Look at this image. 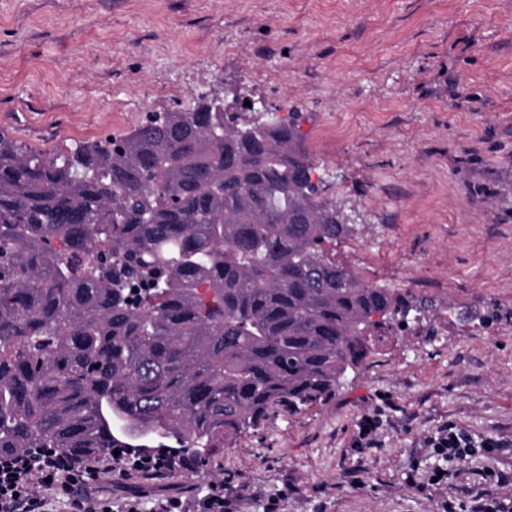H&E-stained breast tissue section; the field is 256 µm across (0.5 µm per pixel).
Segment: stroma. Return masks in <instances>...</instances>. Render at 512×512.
Here are the masks:
<instances>
[{"instance_id":"stroma-1","label":"stroma","mask_w":512,"mask_h":512,"mask_svg":"<svg viewBox=\"0 0 512 512\" xmlns=\"http://www.w3.org/2000/svg\"><path fill=\"white\" fill-rule=\"evenodd\" d=\"M213 94L294 114L353 220L330 256L433 306L321 405L192 472L101 475L92 497L154 512L220 482L233 512L512 503V0H0V136L23 148L119 136ZM374 415V447H356ZM448 425L499 447L444 460L427 441Z\"/></svg>"}]
</instances>
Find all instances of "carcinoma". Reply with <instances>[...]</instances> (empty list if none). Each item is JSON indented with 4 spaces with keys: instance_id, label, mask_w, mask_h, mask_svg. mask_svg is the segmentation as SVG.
Instances as JSON below:
<instances>
[{
    "instance_id": "obj_1",
    "label": "carcinoma",
    "mask_w": 512,
    "mask_h": 512,
    "mask_svg": "<svg viewBox=\"0 0 512 512\" xmlns=\"http://www.w3.org/2000/svg\"><path fill=\"white\" fill-rule=\"evenodd\" d=\"M242 124L200 97L55 155L0 136V457L259 436L433 306L328 255L352 225L293 120Z\"/></svg>"
}]
</instances>
